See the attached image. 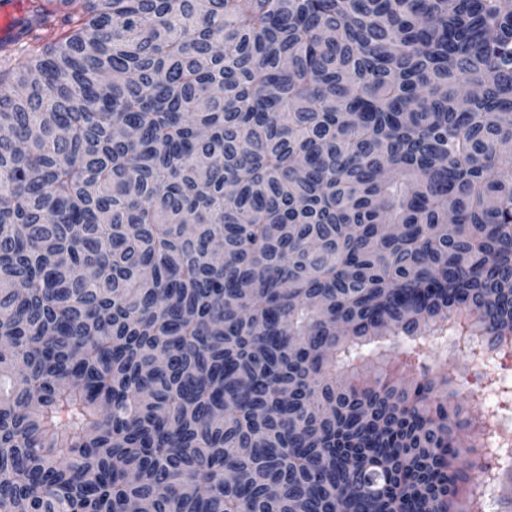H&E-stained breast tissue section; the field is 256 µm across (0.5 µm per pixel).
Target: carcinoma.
<instances>
[{"label": "carcinoma", "instance_id": "1", "mask_svg": "<svg viewBox=\"0 0 512 512\" xmlns=\"http://www.w3.org/2000/svg\"><path fill=\"white\" fill-rule=\"evenodd\" d=\"M0 40V512H472L512 450V0H28ZM22 1L18 0L13 1L10 5H19V9L12 8L9 20L7 22H2L0 27V35L1 38L5 36H9L12 39H17L21 36L22 29L25 25L26 14L24 8L20 6ZM443 346L445 348L443 349ZM448 354V357L451 358V365L457 372L458 378V390L463 397H470L474 394L475 399L479 402H483V396L478 392V388L476 386L477 375L481 373L485 375L486 373L498 372L499 369H495L493 365L490 367H486L481 369L480 367H475L474 362L471 360L470 354L468 350L455 348L453 344L448 342V347H446V343H443L442 346L438 348L439 358ZM486 380L485 383H493L497 385H502L507 382V378L504 373H494L492 376L485 375ZM488 419L486 426L488 434L499 439H506L510 447L512 445V425L505 420V416L499 414L498 408L487 409Z\"/></svg>", "mask_w": 512, "mask_h": 512}]
</instances>
